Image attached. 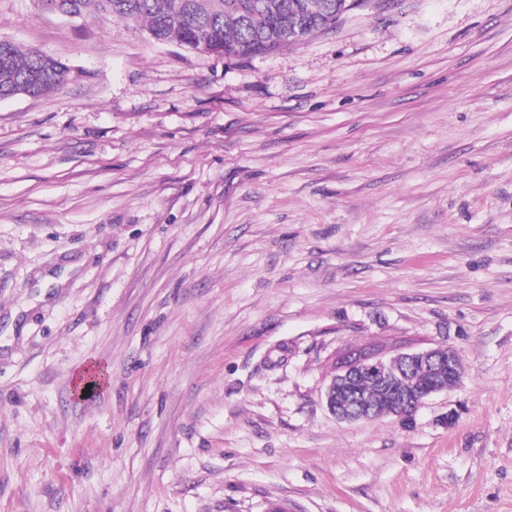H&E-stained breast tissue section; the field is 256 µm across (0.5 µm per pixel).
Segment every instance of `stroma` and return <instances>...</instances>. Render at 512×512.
I'll return each mask as SVG.
<instances>
[{
  "label": "stroma",
  "mask_w": 512,
  "mask_h": 512,
  "mask_svg": "<svg viewBox=\"0 0 512 512\" xmlns=\"http://www.w3.org/2000/svg\"><path fill=\"white\" fill-rule=\"evenodd\" d=\"M0 40L70 68L0 100V512H512V0L235 59L0 0ZM440 346L412 423L327 409ZM436 349L401 353L398 356L401 361V367L397 368L392 366V359L387 360L384 357L378 356H368L356 365L355 368H342L337 383L336 378H333L327 385L325 391L327 408L336 418L342 421H359L374 418L376 411L369 405L378 409L380 414L387 413L393 408L391 400L393 398V391H389L388 387L381 385L366 374H362L355 382L361 373L377 376L382 384H389L394 381L396 373L403 376L404 372L409 368L419 366L434 376L441 377V379H438V382L442 387L452 382L448 380V377L455 380V385L453 386L428 390L421 393L415 399L410 400L408 396L410 393L408 392L398 395L395 410L390 411L387 415L395 416L401 421H411L409 419L415 416L417 410L428 398L443 390H449L458 386L463 380L464 373L457 352L448 347V360H446L444 356L435 352ZM446 374H448V377L445 376ZM354 382V387L360 393L361 398L369 405L363 403L356 391L353 389L349 390V387ZM340 398L346 399L343 408H340L337 403Z\"/></svg>",
  "instance_id": "1"
}]
</instances>
